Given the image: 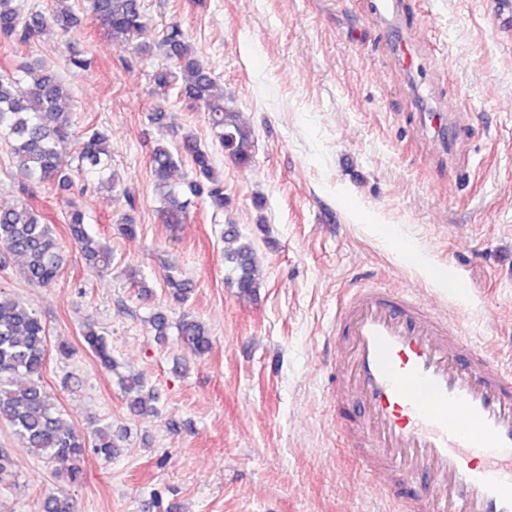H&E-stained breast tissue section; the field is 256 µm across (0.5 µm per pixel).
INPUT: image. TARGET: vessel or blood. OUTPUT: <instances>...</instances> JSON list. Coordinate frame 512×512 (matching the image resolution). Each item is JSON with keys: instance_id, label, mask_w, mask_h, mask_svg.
I'll use <instances>...</instances> for the list:
<instances>
[{"instance_id": "vessel-or-blood-1", "label": "vessel or blood", "mask_w": 512, "mask_h": 512, "mask_svg": "<svg viewBox=\"0 0 512 512\" xmlns=\"http://www.w3.org/2000/svg\"><path fill=\"white\" fill-rule=\"evenodd\" d=\"M333 414L400 512H512V367L411 292L336 310Z\"/></svg>"}]
</instances>
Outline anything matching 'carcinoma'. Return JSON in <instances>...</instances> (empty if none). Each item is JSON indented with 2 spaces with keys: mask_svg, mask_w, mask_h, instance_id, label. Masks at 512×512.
I'll list each match as a JSON object with an SVG mask.
<instances>
[{
  "mask_svg": "<svg viewBox=\"0 0 512 512\" xmlns=\"http://www.w3.org/2000/svg\"><path fill=\"white\" fill-rule=\"evenodd\" d=\"M50 11L23 10L19 0H0V41L27 44L56 27L67 34L77 29L80 18L72 0H51ZM85 9L106 29L117 44L141 40L140 51H158L164 63L152 74L153 93L167 98L176 94L192 108L204 112L212 137L227 149L234 161L247 167L253 159L254 131L240 119V114L224 103L217 92L218 78L191 48L179 20L174 19L159 38L147 40L151 20L141 0H85ZM70 85L56 69L41 61L21 65L0 75V138L7 140L17 173L25 180L46 184L58 192L71 191L72 174L62 165V155L78 145L76 168L96 174L99 187L121 195L134 207L130 187L115 178L108 135L97 127L76 133ZM150 168L161 206L159 216L165 224H182L194 201L199 200L218 214L224 211L228 197L224 179L216 169L214 156L201 145L192 131L182 136L172 149L163 144L153 147ZM65 224L73 245L86 266L98 273L112 267L110 248L89 234L85 213L74 208L66 213ZM224 265L228 283L239 298L250 300L261 287L260 271L254 257V242L233 224L224 230ZM21 262L24 279L31 285L47 288L60 275L63 256L53 225L26 201L0 209V269L10 260ZM129 280L140 299L148 302L153 289L137 269ZM168 293L177 305L189 299L192 283L172 267L166 275ZM155 335L163 338L171 328L169 316L157 311L150 317ZM177 336L184 349L204 355L212 348L208 331L194 318L184 314L176 323ZM81 336L100 366L115 367L112 347L93 320L84 322ZM49 350V330L41 316L21 299L0 291V421L11 426L21 447L59 466L68 481H77L78 463L89 451L110 459L119 453V437L112 425H92L81 432L66 424L52 395L43 384L42 375ZM127 395V409L134 416L154 410L153 395L143 392L139 376L121 378ZM18 463L7 451L0 450V482L16 475ZM41 512H78L77 502L69 492L46 499Z\"/></svg>",
  "mask_w": 512,
  "mask_h": 512,
  "instance_id": "carcinoma-1",
  "label": "carcinoma"
}]
</instances>
